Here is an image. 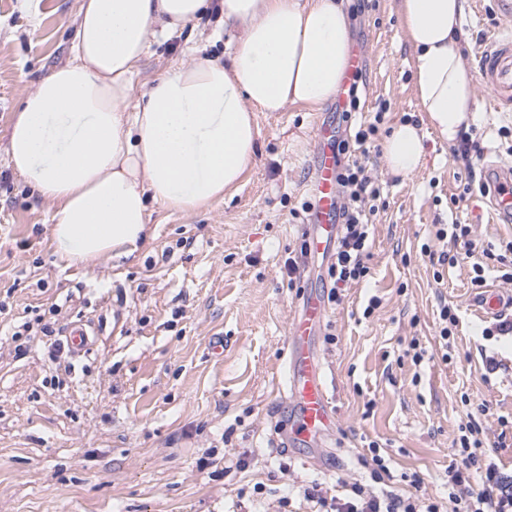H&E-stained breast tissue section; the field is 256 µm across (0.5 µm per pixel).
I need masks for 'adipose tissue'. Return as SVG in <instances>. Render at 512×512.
<instances>
[{"label": "adipose tissue", "instance_id": "adipose-tissue-1", "mask_svg": "<svg viewBox=\"0 0 512 512\" xmlns=\"http://www.w3.org/2000/svg\"><path fill=\"white\" fill-rule=\"evenodd\" d=\"M234 33L225 59L171 66L147 88L133 76L151 45L201 17L207 0H82L69 63L26 93L7 164L54 208L60 260L85 266L133 257L148 205L190 212L223 199L255 159L256 112L336 94L350 56L339 0H222ZM414 87L429 124L455 140L475 110L457 38L464 0H398ZM389 170L425 155L411 122L384 142Z\"/></svg>", "mask_w": 512, "mask_h": 512}]
</instances>
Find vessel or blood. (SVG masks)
<instances>
[{"label": "vessel or blood", "instance_id": "1", "mask_svg": "<svg viewBox=\"0 0 512 512\" xmlns=\"http://www.w3.org/2000/svg\"><path fill=\"white\" fill-rule=\"evenodd\" d=\"M505 21L503 31L483 43L477 51L476 73L488 96L491 112H512V0H493ZM317 152L307 184L310 196L309 222L313 231L307 239L311 254L328 253L340 229L339 191L336 182V131L318 125ZM493 194L490 209L496 223H512V168L495 162L485 163ZM474 315L480 321L512 316V294L493 288L483 289L473 302ZM324 317V306L317 295L308 296L293 318L287 338L285 396L294 408L287 443L312 446L335 424L336 411L329 396L324 367L317 357L313 338Z\"/></svg>", "mask_w": 512, "mask_h": 512}]
</instances>
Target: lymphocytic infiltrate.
I'll return each instance as SVG.
<instances>
[{"label": "lymphocytic infiltrate", "mask_w": 512, "mask_h": 512, "mask_svg": "<svg viewBox=\"0 0 512 512\" xmlns=\"http://www.w3.org/2000/svg\"><path fill=\"white\" fill-rule=\"evenodd\" d=\"M337 181L342 229L334 261L328 268L333 281L328 299L333 303L340 301L343 288L363 281L370 273L367 264L370 232L365 202L380 195L363 166L355 161L340 164ZM435 237L462 245L466 254H480V261L472 266L473 286L483 285L485 264L489 261L502 265V280L512 282V241L498 252L479 247L470 225L456 220L437 225ZM487 446L482 429L474 424L455 440L459 463L448 472V501L444 504L418 494L406 496L386 489L373 492L356 483L344 494L330 499L321 496L314 486L305 487L303 495L316 502L320 512H442L446 504L451 512H512V481L504 480L495 466L487 463Z\"/></svg>", "instance_id": "obj_1"}]
</instances>
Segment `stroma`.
<instances>
[{"label": "stroma", "instance_id": "obj_1", "mask_svg": "<svg viewBox=\"0 0 512 512\" xmlns=\"http://www.w3.org/2000/svg\"><path fill=\"white\" fill-rule=\"evenodd\" d=\"M80 0H0V512H314L299 488L322 496L358 483L376 489L369 442L386 453L396 492L420 489L446 498L461 425L475 421L512 478V332L475 320L471 266L459 261L441 280L420 254L446 249L436 225L458 218L487 245L512 240V224H495L486 197L450 202L463 165L421 112L413 87V53L397 0H345L350 41L363 51L360 105L344 117L327 101L256 115V162L237 190L190 214L150 204L149 235L132 258L65 265L53 254L52 208L6 162L10 125L23 95L71 58ZM486 0L465 9L460 41L472 68L482 39L497 28ZM210 0L180 35L154 45L136 87L171 65L223 58L232 33ZM385 110L378 147L362 155L385 209L373 216L367 279L328 304L315 339L336 425L315 448H276L290 414L279 384L292 316L303 292L330 289L326 269L289 280L286 261L306 229L302 205L319 122L341 135ZM416 123L426 160L414 174H392L382 141L398 123ZM484 162L512 166V116L477 111ZM380 305L363 310L371 297ZM459 309L449 348H441L437 305ZM52 335H44L43 325ZM91 334L86 352L65 341L69 325ZM335 334L328 342L327 334ZM224 353L212 354L214 339ZM426 354L413 363L406 349ZM486 404L469 414L461 402ZM247 457V470L232 468ZM262 496H255V487Z\"/></svg>", "mask_w": 512, "mask_h": 512}]
</instances>
